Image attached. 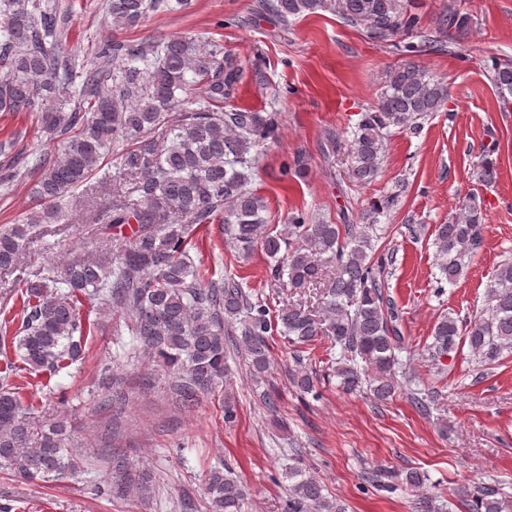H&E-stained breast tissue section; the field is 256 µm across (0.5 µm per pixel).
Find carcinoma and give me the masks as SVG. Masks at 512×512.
I'll list each match as a JSON object with an SVG mask.
<instances>
[{"label": "carcinoma", "mask_w": 512, "mask_h": 512, "mask_svg": "<svg viewBox=\"0 0 512 512\" xmlns=\"http://www.w3.org/2000/svg\"><path fill=\"white\" fill-rule=\"evenodd\" d=\"M184 7L188 0H108L112 19L137 26L147 15ZM259 9L284 25L329 9L345 23L361 27L379 44L414 28L410 0H260ZM468 26L454 5L436 19L433 31L408 42V56L443 53L452 33ZM67 16L48 0H0V112H32L43 132L60 143L52 154L29 159L17 152L0 167L7 188L22 172L34 170L33 195L41 211L28 224L0 226V270L22 265L42 224L64 219L65 199L102 169L106 156L116 159L126 185L107 176L97 188L112 186V201L94 203L90 224H138L133 241L111 251L61 265L29 271L23 278L21 324L12 335L0 326V344L15 345L28 374L51 377L84 358L83 337L97 328L82 302L119 314L141 351L159 358L172 374L171 390L179 404L192 407L226 377L225 337L240 332L238 346L250 358L254 377L269 363V337L279 334L292 347L295 367L288 380L300 396L317 399L319 374L305 363L304 347L327 340L340 348L334 373L348 392L369 389L384 403L405 391L417 409L425 398L409 388L396 350L402 338L399 313L385 291L390 259L378 253L379 217L398 195L381 196L363 209L358 224L312 221L297 209L288 217V234L273 230L263 216L264 196L249 187L259 162L258 147L276 137L275 112L224 109V98L238 82L237 69L224 61V45L201 37L113 41L92 47L84 66L63 52ZM490 80L501 96H512V63H492ZM200 86L194 107L180 94L190 83ZM448 102V87L428 76L414 61L390 69L376 104L362 113L352 140L328 141L327 151L344 152L347 173L357 186L371 184L380 172L391 129L420 132L419 120ZM498 162L485 154L477 165L478 181L496 182ZM220 224L237 257L263 252L273 263L268 277L295 293L318 289L317 309L293 302L276 318L254 303L241 277L226 273L206 280L191 259L190 227ZM483 215L475 201L437 226L434 245L439 281L454 284L467 273L481 247ZM423 355L436 363L467 343L479 363L512 350V259L501 261L487 288L485 308L467 323L441 315ZM71 421H40L20 388L0 385V466L25 482L53 483L85 471L86 460L69 450ZM121 449L106 448L101 461L112 468L103 488L110 497L139 494L152 499L149 471L119 459ZM289 497L285 512H346L325 494L321 481L300 466L284 469ZM211 512H240L245 488L213 468L207 479ZM453 494L461 512H512V495L493 479L462 485ZM438 498L421 494L414 512H443Z\"/></svg>", "instance_id": "obj_1"}]
</instances>
